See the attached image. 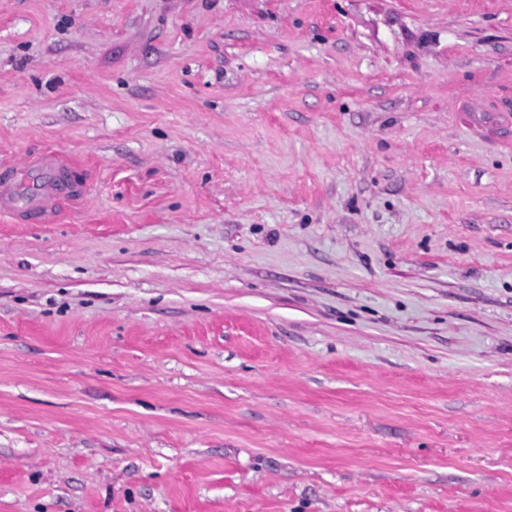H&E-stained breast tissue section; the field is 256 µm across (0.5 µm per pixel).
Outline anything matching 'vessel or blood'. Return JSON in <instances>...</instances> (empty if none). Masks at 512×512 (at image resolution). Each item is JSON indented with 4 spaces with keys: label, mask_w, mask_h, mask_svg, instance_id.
<instances>
[{
    "label": "vessel or blood",
    "mask_w": 512,
    "mask_h": 512,
    "mask_svg": "<svg viewBox=\"0 0 512 512\" xmlns=\"http://www.w3.org/2000/svg\"><path fill=\"white\" fill-rule=\"evenodd\" d=\"M67 166L55 153L45 152L8 169L0 177V211L36 219L56 199L80 195L81 184L63 175Z\"/></svg>",
    "instance_id": "b4317fda"
}]
</instances>
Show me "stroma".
<instances>
[{
  "instance_id": "35a3bbf8",
  "label": "stroma",
  "mask_w": 512,
  "mask_h": 512,
  "mask_svg": "<svg viewBox=\"0 0 512 512\" xmlns=\"http://www.w3.org/2000/svg\"><path fill=\"white\" fill-rule=\"evenodd\" d=\"M0 512H512V0H0ZM63 169L73 171L74 166L52 152L8 169L0 180L1 211L12 218L38 219L56 199L80 195L83 183L74 184L63 176Z\"/></svg>"
}]
</instances>
